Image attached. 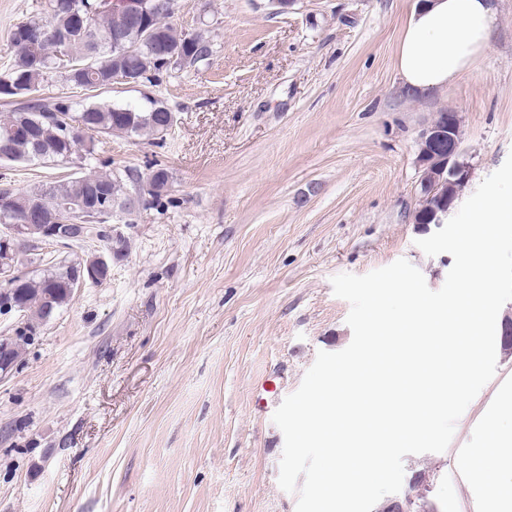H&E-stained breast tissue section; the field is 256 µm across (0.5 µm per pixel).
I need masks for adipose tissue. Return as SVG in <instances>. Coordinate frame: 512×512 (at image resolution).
Here are the masks:
<instances>
[{
    "label": "adipose tissue",
    "instance_id": "adipose-tissue-1",
    "mask_svg": "<svg viewBox=\"0 0 512 512\" xmlns=\"http://www.w3.org/2000/svg\"><path fill=\"white\" fill-rule=\"evenodd\" d=\"M494 23L491 0H426L411 13L398 45L403 85L418 93L447 87L485 48ZM484 425L493 446L470 449L462 465L463 480L482 488L472 510L512 512V399L499 401Z\"/></svg>",
    "mask_w": 512,
    "mask_h": 512
}]
</instances>
